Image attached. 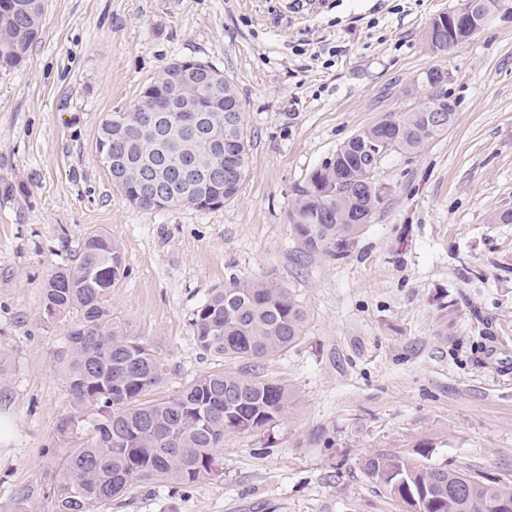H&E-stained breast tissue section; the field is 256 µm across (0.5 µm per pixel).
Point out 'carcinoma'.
<instances>
[{"label": "carcinoma", "instance_id": "carcinoma-1", "mask_svg": "<svg viewBox=\"0 0 512 512\" xmlns=\"http://www.w3.org/2000/svg\"><path fill=\"white\" fill-rule=\"evenodd\" d=\"M0 13V67L25 60L42 28L45 0H13ZM448 36L443 14L433 32ZM426 98L448 108L436 92L446 70L427 69ZM199 104L181 111L180 99L153 81L133 108L112 112L96 145L120 151L126 180L115 184L129 201L142 190L166 196L167 208L195 206L191 189L210 167L225 168V146L236 149L234 168L210 190L225 205L237 199L250 163L245 115L226 124L224 106L238 93L232 80L212 89L189 87ZM439 126L430 112H390L363 127L314 168L293 193L288 220L305 253L334 257L354 240L384 204L387 187L370 171L375 147L384 140L397 153H417L448 132L454 113ZM127 270L126 258L104 234L88 236L71 263L53 271L44 288L43 309L51 319L71 318L61 359L66 368L70 410L55 427V447L64 449L50 472L53 512H103L115 497L136 486L177 489L205 482L223 470L220 450L230 433L255 434L283 417L293 403L284 386L236 373L202 375L173 394L146 399L163 379L157 350L125 323L112 318V282ZM304 312L290 289L258 278H233L194 311L190 326L205 355L251 362L268 360L301 336ZM430 445L409 454L376 450L361 460L365 474L390 495L419 512H512V493L468 473L429 462Z\"/></svg>", "mask_w": 512, "mask_h": 512}]
</instances>
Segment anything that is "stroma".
Instances as JSON below:
<instances>
[{
  "instance_id": "1",
  "label": "stroma",
  "mask_w": 512,
  "mask_h": 512,
  "mask_svg": "<svg viewBox=\"0 0 512 512\" xmlns=\"http://www.w3.org/2000/svg\"><path fill=\"white\" fill-rule=\"evenodd\" d=\"M46 0L26 59L0 69V512H52L55 425L69 409L50 272L102 233L128 272L112 315L164 365L153 397L224 371L288 387L287 418L225 436L220 478L137 487L106 512H407L360 461L421 441L432 462L512 490V0L467 42L431 53L424 31L457 0ZM176 58L236 84L251 162L238 198L199 212L134 207L96 149ZM441 66L448 133L387 156L390 193L345 255L301 253L295 188L360 128L408 109ZM280 283L305 311L299 339L259 364L203 354L193 311L232 278Z\"/></svg>"
}]
</instances>
